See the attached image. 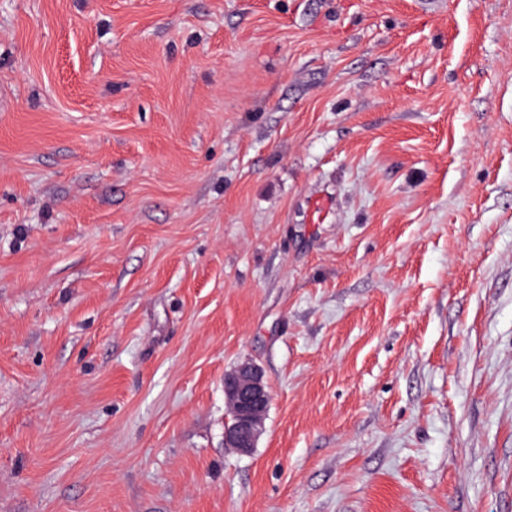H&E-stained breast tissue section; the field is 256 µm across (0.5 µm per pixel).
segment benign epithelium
<instances>
[{
  "mask_svg": "<svg viewBox=\"0 0 512 512\" xmlns=\"http://www.w3.org/2000/svg\"><path fill=\"white\" fill-rule=\"evenodd\" d=\"M224 395L234 423L224 431V447L248 454L264 430L271 393L259 366L243 362L224 378Z\"/></svg>",
  "mask_w": 512,
  "mask_h": 512,
  "instance_id": "obj_1",
  "label": "benign epithelium"
}]
</instances>
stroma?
<instances>
[{"mask_svg":"<svg viewBox=\"0 0 512 512\" xmlns=\"http://www.w3.org/2000/svg\"><path fill=\"white\" fill-rule=\"evenodd\" d=\"M0 512H512V0H0ZM224 395L234 423L224 431V445L241 454L256 447L264 430L271 393L259 366L243 362L224 378Z\"/></svg>","mask_w":512,"mask_h":512,"instance_id":"stroma-1","label":"stroma"}]
</instances>
